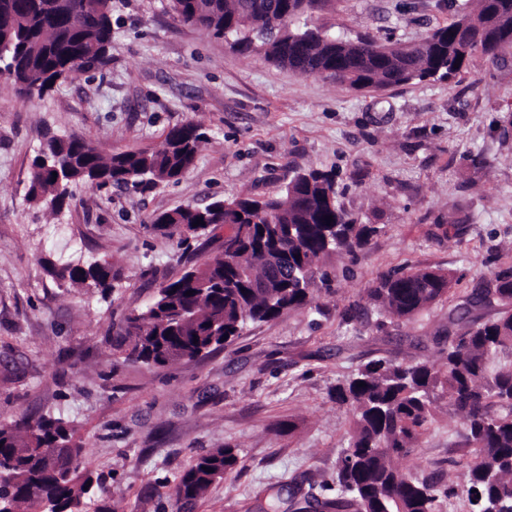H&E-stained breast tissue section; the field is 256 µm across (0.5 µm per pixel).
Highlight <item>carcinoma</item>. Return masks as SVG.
I'll list each match as a JSON object with an SVG mask.
<instances>
[{"label": "carcinoma", "instance_id": "obj_1", "mask_svg": "<svg viewBox=\"0 0 512 512\" xmlns=\"http://www.w3.org/2000/svg\"><path fill=\"white\" fill-rule=\"evenodd\" d=\"M329 0H172L177 19L276 65L330 79L356 91L378 92L414 81L450 80L477 57L492 63L512 51V0H466L455 18L410 44L384 45L369 35L337 37L294 21ZM112 0H0V71L25 97L111 61ZM206 140L203 126L171 128L161 146L104 156L89 142L50 136L33 167L27 198L56 209L72 185L148 188L176 183L194 165ZM58 177H53V174ZM333 217L326 223L325 217ZM202 224L195 225L196 220ZM181 242L213 238L225 226L236 245L234 265L220 255L163 281L153 300L112 328V350L124 359L167 366L224 347L248 322H267L307 306L319 264L353 254L377 233L339 202L335 175L301 171L277 193L215 199L151 218ZM62 286L114 288L112 266L46 267ZM453 278L433 267L380 277L367 298L391 322L404 323L446 300ZM497 303L496 318L464 315ZM441 362L380 357L336 385L330 399L352 409L347 445L336 460L331 497L288 492L267 512H440L456 489L437 472L419 477L404 465L438 412L463 419L466 461L462 493L467 512H512V363L487 374L498 353L512 351V268L493 274L448 314V335L435 337ZM365 386H359V383ZM231 447L200 455L180 475L175 503H197L218 478L238 469ZM0 512H115L104 479L90 469L85 448L61 417L23 416L0 425Z\"/></svg>", "mask_w": 512, "mask_h": 512}]
</instances>
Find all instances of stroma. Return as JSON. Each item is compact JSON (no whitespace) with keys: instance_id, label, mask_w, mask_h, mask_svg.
Listing matches in <instances>:
<instances>
[{"instance_id":"1","label":"stroma","mask_w":512,"mask_h":512,"mask_svg":"<svg viewBox=\"0 0 512 512\" xmlns=\"http://www.w3.org/2000/svg\"><path fill=\"white\" fill-rule=\"evenodd\" d=\"M114 2L108 66L33 98L0 77V424L63 413L115 512H175L179 474L227 446L239 472L192 512H259L294 483L322 495L350 428L330 390L377 357L438 360L433 338L449 311L512 267V55L446 82L358 92L240 52L180 22L169 0ZM455 11L454 0H331L313 16L341 34L406 44ZM187 121L209 138L179 182L78 184L58 210L26 199L45 135L109 155L159 147ZM309 169L334 172L340 202L378 228L356 257L321 262L310 305L168 367L113 353V325L188 255L152 216L272 194ZM74 260L109 262L114 288L62 286L45 270ZM405 267L448 270L456 288L403 325L382 323L367 290ZM463 435L459 417L438 413L407 466L454 480Z\"/></svg>"}]
</instances>
